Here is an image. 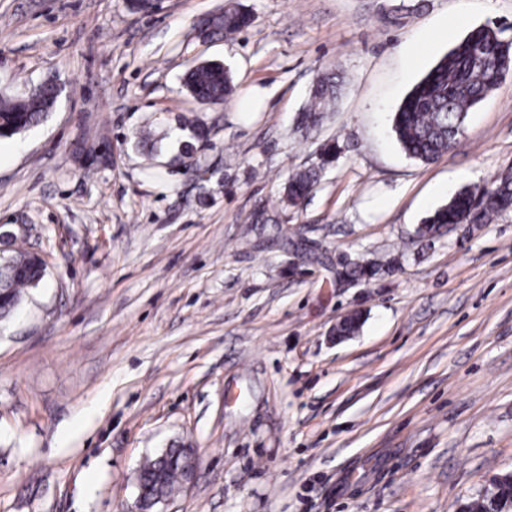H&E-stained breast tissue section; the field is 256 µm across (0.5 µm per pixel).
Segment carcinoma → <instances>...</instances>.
<instances>
[{
  "label": "carcinoma",
  "mask_w": 512,
  "mask_h": 512,
  "mask_svg": "<svg viewBox=\"0 0 512 512\" xmlns=\"http://www.w3.org/2000/svg\"><path fill=\"white\" fill-rule=\"evenodd\" d=\"M252 22L242 9H228L206 19L205 26L226 34L236 33ZM512 72V27L484 25L443 55L413 85L397 112L392 131L404 153L429 163L451 150L462 133L470 110ZM186 91L207 105H219L235 92L231 75L221 63L203 61L184 80ZM338 93L333 74L320 76L313 84L309 106L301 112L297 127L309 131L332 111ZM57 99L52 84L39 86L22 100L0 99V137L10 138L37 125ZM319 170L294 173L288 180V202L296 205L313 190ZM512 210V170L496 175L480 189L465 188L427 215L416 229L420 239H434L455 229L456 224H490ZM44 265L35 255L18 253L0 262V319L20 303L26 288L37 287ZM187 455L174 461L164 455L149 460L139 476L145 507L171 495L183 481ZM461 512H512V473L497 475L488 488L465 503Z\"/></svg>",
  "instance_id": "1"
}]
</instances>
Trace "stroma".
<instances>
[{"label": "stroma", "instance_id": "obj_1", "mask_svg": "<svg viewBox=\"0 0 512 512\" xmlns=\"http://www.w3.org/2000/svg\"><path fill=\"white\" fill-rule=\"evenodd\" d=\"M231 5L251 25L199 37ZM493 23L512 0H0V97L61 88L0 138V225L46 263L0 321V512H136L169 448L194 477L154 512H460L512 471V212L415 236L512 169V74L431 163L392 132ZM203 60L232 74L224 104L183 86ZM325 72L335 109L301 134ZM368 260L384 271L343 278ZM319 170L310 168L294 173L288 180L287 198L292 205L302 202L313 190Z\"/></svg>", "mask_w": 512, "mask_h": 512}]
</instances>
